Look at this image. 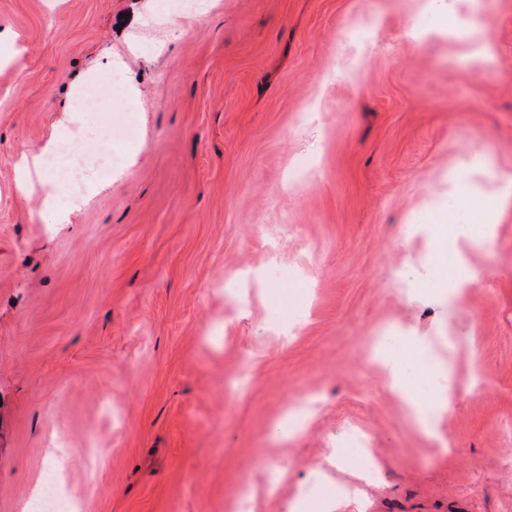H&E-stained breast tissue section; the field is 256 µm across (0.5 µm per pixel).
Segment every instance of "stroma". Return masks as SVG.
<instances>
[{
	"label": "stroma",
	"mask_w": 512,
	"mask_h": 512,
	"mask_svg": "<svg viewBox=\"0 0 512 512\" xmlns=\"http://www.w3.org/2000/svg\"><path fill=\"white\" fill-rule=\"evenodd\" d=\"M154 2L0 0V512L58 437L75 493L104 450L93 512H324L353 429L379 475L337 512H512V215L448 227L512 183V0L465 19L476 72L434 0ZM115 69L124 164L75 203L18 190ZM400 327L457 390L431 435L374 357Z\"/></svg>",
	"instance_id": "obj_1"
}]
</instances>
